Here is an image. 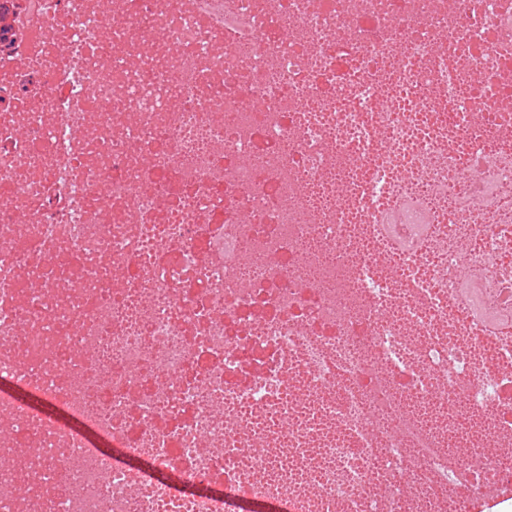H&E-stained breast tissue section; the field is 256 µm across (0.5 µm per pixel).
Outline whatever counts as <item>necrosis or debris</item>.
I'll use <instances>...</instances> for the list:
<instances>
[{
    "instance_id": "obj_1",
    "label": "necrosis or debris",
    "mask_w": 512,
    "mask_h": 512,
    "mask_svg": "<svg viewBox=\"0 0 512 512\" xmlns=\"http://www.w3.org/2000/svg\"><path fill=\"white\" fill-rule=\"evenodd\" d=\"M0 22V512L512 489V0Z\"/></svg>"
}]
</instances>
